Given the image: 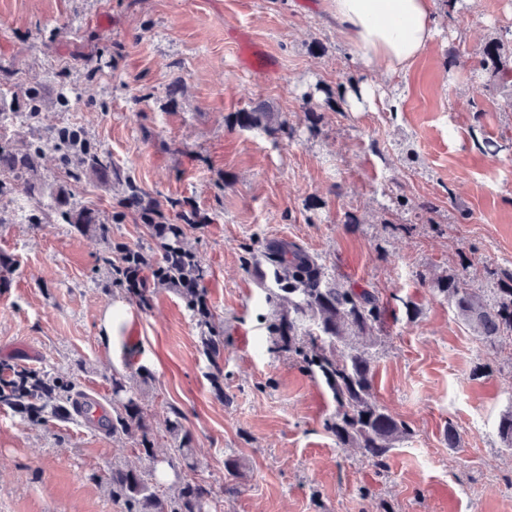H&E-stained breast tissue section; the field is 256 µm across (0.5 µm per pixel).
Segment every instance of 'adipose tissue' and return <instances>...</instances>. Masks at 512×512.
Masks as SVG:
<instances>
[{
  "label": "adipose tissue",
  "mask_w": 512,
  "mask_h": 512,
  "mask_svg": "<svg viewBox=\"0 0 512 512\" xmlns=\"http://www.w3.org/2000/svg\"><path fill=\"white\" fill-rule=\"evenodd\" d=\"M338 29L371 69L408 67L437 34L435 0H331Z\"/></svg>",
  "instance_id": "adipose-tissue-1"
}]
</instances>
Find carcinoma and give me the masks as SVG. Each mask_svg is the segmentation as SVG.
Here are the masks:
<instances>
[{
    "label": "carcinoma",
    "mask_w": 512,
    "mask_h": 512,
    "mask_svg": "<svg viewBox=\"0 0 512 512\" xmlns=\"http://www.w3.org/2000/svg\"><path fill=\"white\" fill-rule=\"evenodd\" d=\"M478 69L487 71L507 84L512 76V31L505 30L487 42ZM21 96L27 120L38 122L42 112L49 111L40 90L27 86L13 96ZM242 127L265 133L277 132L293 136V129L269 108L259 106L236 116ZM50 146L57 160L65 164V174L78 180L86 173L112 176L129 189L128 200L139 206L144 193L131 179L112 171L108 153L92 142L83 131L73 126H50L27 148L16 150L0 143V177L8 175L31 199L44 196L46 182L39 169L38 158L43 147ZM52 216L77 230L89 229L109 254L112 285L124 288L142 307L151 304L148 288H129L126 283L130 268L151 270L153 282L176 290L193 311L199 327V344L213 368L211 383L217 394L224 392L223 360L224 328L216 323L201 283L207 268L200 255L187 246L181 224H147V234L162 250L161 261L152 264L137 249L112 240V225L88 208L68 206L64 191L55 197ZM265 260L273 268L274 285L266 287L269 304L280 309L268 325L270 350L286 354L300 364L302 370L319 380L329 391L335 404L334 413L325 429L342 448H359L375 466H385L394 443L410 434L407 424L396 419L377 404L373 393L375 354L373 336L382 323L385 306L379 296L367 288H355L336 280L319 259L291 245L267 248ZM495 281L493 299L485 301L471 289L463 287L456 273L437 281L438 292L451 301L463 320L477 333L488 351H496L500 342L512 337V267L489 272ZM137 380L132 376L112 375V439H131L148 465L136 467L119 458L112 462L105 487L112 502L121 512H217L218 496L213 486L196 477L198 464L193 454L192 437L183 428L182 414L170 408L167 434L170 453L160 457L155 452V437L146 423ZM74 382L53 373L18 364L0 363V407L19 413L34 427H47L52 421H66L82 415ZM246 464L235 455L224 459V501L239 493L238 479Z\"/></svg>",
    "instance_id": "1"
}]
</instances>
